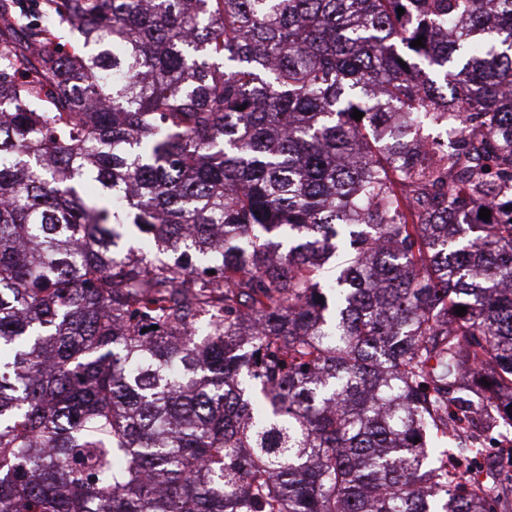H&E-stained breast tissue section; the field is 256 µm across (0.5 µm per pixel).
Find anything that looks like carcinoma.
<instances>
[{
    "mask_svg": "<svg viewBox=\"0 0 512 512\" xmlns=\"http://www.w3.org/2000/svg\"><path fill=\"white\" fill-rule=\"evenodd\" d=\"M510 405L512 0H0V512H512ZM498 431L500 430L495 429L492 432L485 433L480 440L484 448H486V452L484 453L486 464L489 468L493 469H498V459L504 451H508L511 461L512 443L510 440L512 439V431H510V433L507 432L506 434L505 430H501L507 435V438L500 437L498 435ZM500 443L506 444L500 445Z\"/></svg>",
    "mask_w": 512,
    "mask_h": 512,
    "instance_id": "obj_1",
    "label": "carcinoma"
}]
</instances>
